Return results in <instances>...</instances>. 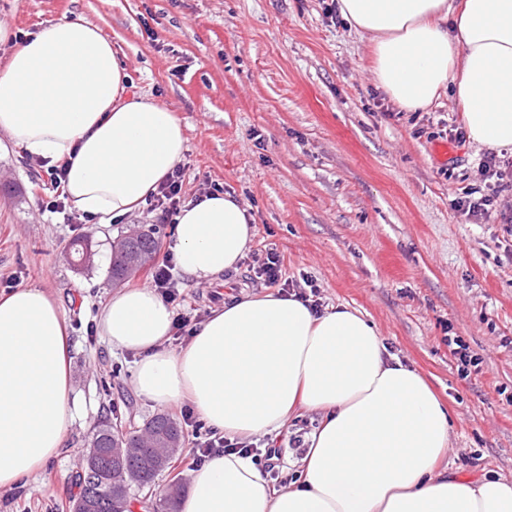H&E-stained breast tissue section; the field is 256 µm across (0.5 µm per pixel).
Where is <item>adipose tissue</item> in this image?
<instances>
[{"label": "adipose tissue", "mask_w": 512, "mask_h": 512, "mask_svg": "<svg viewBox=\"0 0 512 512\" xmlns=\"http://www.w3.org/2000/svg\"><path fill=\"white\" fill-rule=\"evenodd\" d=\"M368 38L377 85L400 109L451 91L467 140L512 151V0H338ZM128 74L99 28L42 25L0 69V154L18 147L67 166L65 190L103 221L133 214L182 160L186 137L167 105L127 96ZM254 236L245 206L210 192L184 204L169 247L196 282L236 271ZM173 312L152 288L116 292L99 329L138 362L136 393L189 401L229 437L266 435L297 408L320 413L298 481L270 488L252 458L216 455L192 474L180 512H512V481L466 483L436 472L448 412L391 354L374 324L339 306L315 314L295 296L243 295L176 351ZM65 320L42 289L0 294V489L62 448L74 419Z\"/></svg>", "instance_id": "1"}]
</instances>
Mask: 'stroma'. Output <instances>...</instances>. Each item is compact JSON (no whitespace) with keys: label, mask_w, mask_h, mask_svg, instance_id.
<instances>
[{"label":"stroma","mask_w":512,"mask_h":512,"mask_svg":"<svg viewBox=\"0 0 512 512\" xmlns=\"http://www.w3.org/2000/svg\"><path fill=\"white\" fill-rule=\"evenodd\" d=\"M83 18L112 44L128 94L177 113L187 149L182 195L223 187L254 225L250 250L273 248L283 275L313 279L326 308L359 310L390 353L418 370L448 409L450 447L439 468L512 480V188L474 221L453 202L474 183L483 150L445 141L461 124L451 96L403 112L376 85L369 49L323 0H0L18 34ZM47 171L21 149L0 156V282L44 290L65 319L77 411L60 453L0 491V512H69L85 448L104 419L140 426L179 405L140 398L137 359L98 330L118 287L112 245L156 228L159 258L174 227L148 207L122 221L75 224L46 211ZM89 240L77 266L70 243ZM185 314L268 293L246 267L213 283L182 280ZM461 337L480 360L461 378L445 341Z\"/></svg>","instance_id":"1"}]
</instances>
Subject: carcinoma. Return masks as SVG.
Instances as JSON below:
<instances>
[{
  "mask_svg": "<svg viewBox=\"0 0 512 512\" xmlns=\"http://www.w3.org/2000/svg\"><path fill=\"white\" fill-rule=\"evenodd\" d=\"M159 241L154 230L142 231L132 237L126 235L117 243L110 267L112 280L122 282L134 271L151 264L157 255ZM184 443V435L177 421L166 413H157L140 427L123 428L106 419L93 434L90 447L98 449V465L105 473H112V484L127 481L140 491L155 486L157 476L168 469ZM129 449L121 459L112 455V448ZM78 495L72 500L88 505V512H131L132 502L125 504L109 496L99 484L78 476ZM182 485L175 483L167 492L154 498V512H177L182 496Z\"/></svg>",
  "mask_w": 512,
  "mask_h": 512,
  "instance_id": "1",
  "label": "carcinoma"
}]
</instances>
